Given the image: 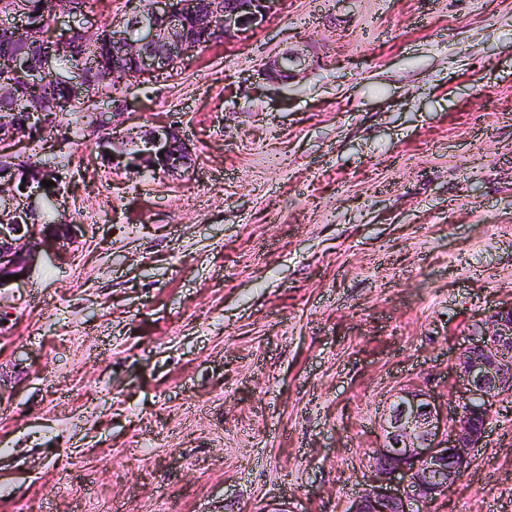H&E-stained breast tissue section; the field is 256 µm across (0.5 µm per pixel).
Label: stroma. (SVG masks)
<instances>
[{
  "label": "stroma",
  "instance_id": "obj_1",
  "mask_svg": "<svg viewBox=\"0 0 512 512\" xmlns=\"http://www.w3.org/2000/svg\"><path fill=\"white\" fill-rule=\"evenodd\" d=\"M122 97L195 167L44 135L83 235L0 288V512H348L391 396L453 402L512 301V0H279ZM424 512H512V402ZM306 59L303 55L295 52H283L280 57H274L267 64V76L270 79L288 78L289 71L302 66ZM163 151V156H159ZM195 147L172 125L152 129L140 137L139 151L130 163L146 168H164L168 173L188 171L192 167Z\"/></svg>",
  "mask_w": 512,
  "mask_h": 512
}]
</instances>
